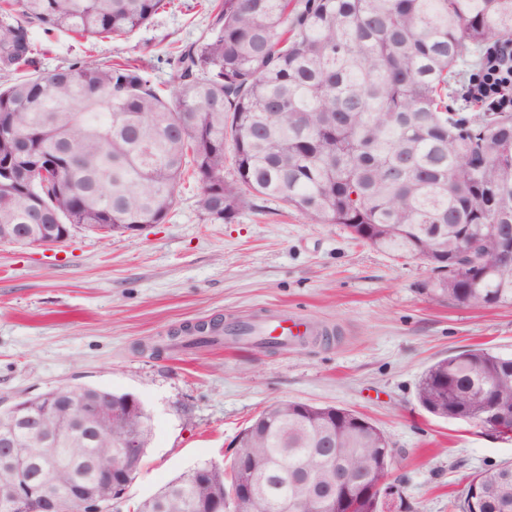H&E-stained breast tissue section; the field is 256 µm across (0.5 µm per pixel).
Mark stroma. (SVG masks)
I'll return each instance as SVG.
<instances>
[{"instance_id": "1", "label": "stroma", "mask_w": 512, "mask_h": 512, "mask_svg": "<svg viewBox=\"0 0 512 512\" xmlns=\"http://www.w3.org/2000/svg\"><path fill=\"white\" fill-rule=\"evenodd\" d=\"M207 0H169L129 36L86 43L45 36L48 71L91 54L142 56L164 94L176 84L175 47L205 38ZM183 182L165 223L101 237L76 227L63 243L0 244V408L57 387L128 392L154 429L127 506L198 464L228 465L237 434L280 400L346 407L393 448L388 512H451L478 471L512 463V441L449 423L416 399L424 371L478 345L512 354V306L474 310L432 298V267L355 240L259 197L231 221L210 220ZM299 317L327 338L267 349L214 345L140 352L201 320Z\"/></svg>"}]
</instances>
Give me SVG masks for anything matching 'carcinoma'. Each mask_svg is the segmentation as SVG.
<instances>
[{
	"label": "carcinoma",
	"mask_w": 512,
	"mask_h": 512,
	"mask_svg": "<svg viewBox=\"0 0 512 512\" xmlns=\"http://www.w3.org/2000/svg\"><path fill=\"white\" fill-rule=\"evenodd\" d=\"M166 0H0V224H161L191 177L198 205L228 221L246 195L296 209L317 224H342L354 239L394 257L417 255L439 277L429 288L482 310L512 305V269L489 265L500 228L512 226V112L470 121L451 115L448 87L464 56L512 41V0H216L209 36L177 48V88L166 97L138 58L88 55L36 70L31 31L80 39L117 38L145 25ZM233 178L224 176V144ZM172 336L165 348L217 344L219 321ZM112 393V436L56 444L44 470L39 441L23 422L7 425L22 455L0 466L41 485L54 480L61 512H79L73 492L110 493L107 472L121 436L152 416L128 411ZM493 400L512 403V356L477 347L432 364L417 388L430 415L471 422ZM392 455L369 419L338 406L282 400L239 435L229 467L205 483L185 473L134 512H195L217 496L229 512H301L295 475L323 481L345 465L366 484L387 480L379 451ZM254 458L252 496L240 502L235 461ZM480 493L457 512H501L512 473L477 474Z\"/></svg>",
	"instance_id": "cac0c4a2"
}]
</instances>
